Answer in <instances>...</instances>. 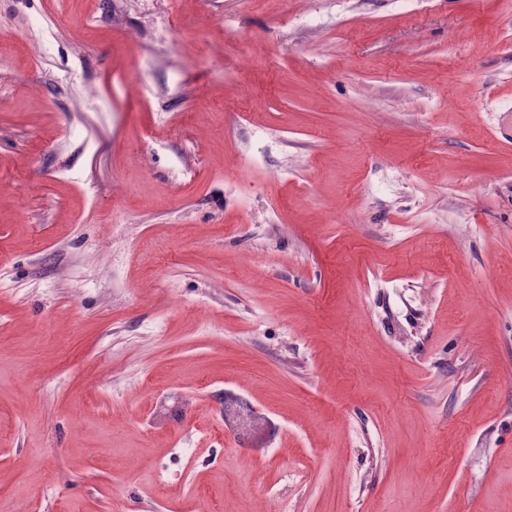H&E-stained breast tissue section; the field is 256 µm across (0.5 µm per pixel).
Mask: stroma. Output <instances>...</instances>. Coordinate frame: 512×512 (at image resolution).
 I'll use <instances>...</instances> for the list:
<instances>
[{
	"instance_id": "1",
	"label": "stroma",
	"mask_w": 512,
	"mask_h": 512,
	"mask_svg": "<svg viewBox=\"0 0 512 512\" xmlns=\"http://www.w3.org/2000/svg\"><path fill=\"white\" fill-rule=\"evenodd\" d=\"M0 499L512 512V0H0ZM224 419L231 421L239 434H243L244 436L251 435L258 429L260 424L259 418L252 416L251 410L244 413L243 410L235 409L234 412H232L226 404L224 405Z\"/></svg>"
}]
</instances>
